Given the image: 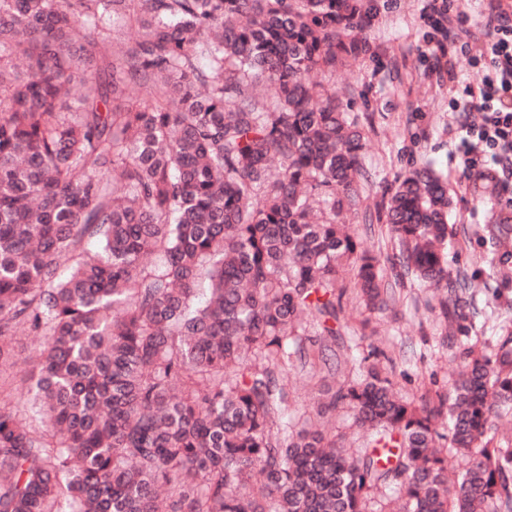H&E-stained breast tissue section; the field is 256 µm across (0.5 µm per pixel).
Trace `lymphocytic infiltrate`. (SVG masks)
Returning <instances> with one entry per match:
<instances>
[{
    "mask_svg": "<svg viewBox=\"0 0 512 512\" xmlns=\"http://www.w3.org/2000/svg\"><path fill=\"white\" fill-rule=\"evenodd\" d=\"M479 59L485 73L477 86L466 88L455 101L456 112H479L477 125L461 124V169L479 173L484 159L497 170L496 183L512 209V0H483Z\"/></svg>",
    "mask_w": 512,
    "mask_h": 512,
    "instance_id": "1",
    "label": "lymphocytic infiltrate"
}]
</instances>
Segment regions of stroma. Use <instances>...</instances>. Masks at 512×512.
Instances as JSON below:
<instances>
[{
  "label": "stroma",
  "mask_w": 512,
  "mask_h": 512,
  "mask_svg": "<svg viewBox=\"0 0 512 512\" xmlns=\"http://www.w3.org/2000/svg\"><path fill=\"white\" fill-rule=\"evenodd\" d=\"M370 3L371 24L357 32L370 50L333 77L338 89H351V109L369 139L363 206L376 211L399 178L430 164L448 180V270L461 275L464 285L457 294L455 325L429 308L443 285L409 279L382 312L347 296L336 328L348 347V366L359 365L373 348L383 349L393 360L396 391L415 400L427 391L447 390L460 370L463 349L494 347L512 323V223H500L497 195H482L481 182L462 176L460 135L450 128L453 100L483 76L472 51L456 53L459 79L449 82L435 72L441 34L423 19L428 0Z\"/></svg>",
  "instance_id": "1"
}]
</instances>
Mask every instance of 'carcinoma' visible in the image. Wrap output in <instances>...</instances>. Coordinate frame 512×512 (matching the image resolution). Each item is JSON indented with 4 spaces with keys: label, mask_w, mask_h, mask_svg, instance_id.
<instances>
[{
    "label": "carcinoma",
    "mask_w": 512,
    "mask_h": 512,
    "mask_svg": "<svg viewBox=\"0 0 512 512\" xmlns=\"http://www.w3.org/2000/svg\"><path fill=\"white\" fill-rule=\"evenodd\" d=\"M369 21L365 0H0V512H512V331L433 398L399 397L379 353L328 384L348 289L383 307L387 261L448 281L429 168L378 210L391 257L339 223L366 136L331 76ZM20 334L30 419L4 378ZM290 367L319 376L316 416ZM338 409L360 447L318 425Z\"/></svg>",
    "instance_id": "obj_1"
}]
</instances>
